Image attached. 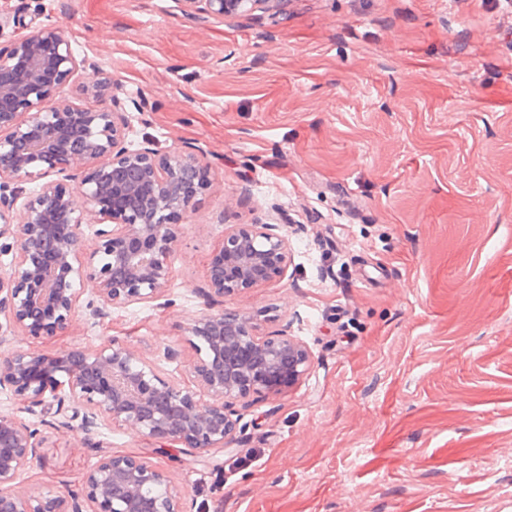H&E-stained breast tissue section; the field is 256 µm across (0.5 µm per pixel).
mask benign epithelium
Wrapping results in <instances>:
<instances>
[{"label": "benign epithelium", "mask_w": 512, "mask_h": 512, "mask_svg": "<svg viewBox=\"0 0 512 512\" xmlns=\"http://www.w3.org/2000/svg\"><path fill=\"white\" fill-rule=\"evenodd\" d=\"M258 1L280 2L185 0L207 17ZM86 63L54 23L0 50V189L42 181L19 209L16 196L0 193V236L10 234L14 249L10 269L0 275V331L52 336L67 329L86 281L95 283V298L86 304L95 319L114 306L160 297L171 279L179 219L213 186L204 152L193 144L163 152L146 137L132 146L130 116L116 98L102 109L67 101L62 89ZM73 170L81 175L73 188L51 179ZM86 213L111 223L92 244L82 227ZM287 252L279 224L224 232L207 263L208 297L274 281ZM188 333L197 339L191 376L200 394L166 382L140 355L113 342L50 358L30 349L0 351V386L9 385L30 413L51 394L55 413L80 420L86 434L124 426L206 452L234 444L237 403L293 386L311 365L303 343L284 332L260 335L236 311L207 313ZM41 444L29 424L0 411V512H81L78 493L67 500L46 489L15 490ZM83 495L94 512H178L180 499L166 472L131 455L102 458L88 471Z\"/></svg>", "instance_id": "benign-epithelium-1"}]
</instances>
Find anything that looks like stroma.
I'll return each mask as SVG.
<instances>
[{
	"label": "stroma",
	"mask_w": 512,
	"mask_h": 512,
	"mask_svg": "<svg viewBox=\"0 0 512 512\" xmlns=\"http://www.w3.org/2000/svg\"><path fill=\"white\" fill-rule=\"evenodd\" d=\"M0 48L52 21L154 104L136 136L196 143L214 185L180 222L157 299L67 332L7 336L46 356L112 341L190 388L189 327L224 308L305 344L303 378L236 406L231 448L30 418L18 487L81 490L103 457L171 477L183 512H512V9L501 0H281L218 18L187 0H0ZM281 224L282 276L206 296L224 232ZM174 358H167V351Z\"/></svg>",
	"instance_id": "stroma-1"
}]
</instances>
